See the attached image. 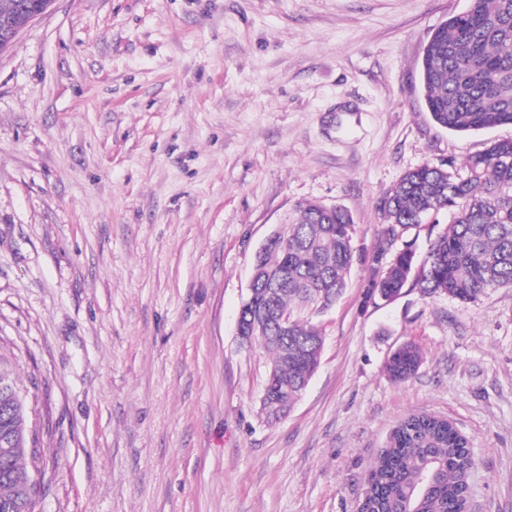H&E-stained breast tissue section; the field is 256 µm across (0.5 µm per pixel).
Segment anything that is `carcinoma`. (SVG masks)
I'll return each instance as SVG.
<instances>
[{
    "instance_id": "obj_1",
    "label": "carcinoma",
    "mask_w": 512,
    "mask_h": 512,
    "mask_svg": "<svg viewBox=\"0 0 512 512\" xmlns=\"http://www.w3.org/2000/svg\"><path fill=\"white\" fill-rule=\"evenodd\" d=\"M421 79L428 112L441 127L470 133L512 125V0H469L427 41ZM466 177L423 164L406 173L386 195V236L395 238L443 210L449 229L431 244L421 265L409 249L397 254L367 289L366 298L398 297L410 284L425 295L445 294L471 302L493 288H512V138L490 142L465 159ZM353 220L338 206L305 203L283 233L264 242L254 267L257 279L276 278L278 291H255L242 303L239 334L251 335L255 316L270 318L253 337L273 367L262 391L267 419L291 411L319 367L322 330L300 314L306 305L326 309L347 287L354 261ZM296 315L283 336L272 318ZM423 361L407 342L389 356L385 372L395 382L412 378ZM13 399L0 392V433L17 440V450L0 457V512H37L38 498L26 469L28 410L11 413ZM476 465L468 441L448 420L411 415L392 431L370 472L364 507L368 512H465L469 477Z\"/></svg>"
}]
</instances>
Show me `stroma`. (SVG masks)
Here are the masks:
<instances>
[{
	"label": "stroma",
	"mask_w": 512,
	"mask_h": 512,
	"mask_svg": "<svg viewBox=\"0 0 512 512\" xmlns=\"http://www.w3.org/2000/svg\"><path fill=\"white\" fill-rule=\"evenodd\" d=\"M468 0H53L0 53V357L33 409L40 512H358L392 428L447 418L471 512H512V288L463 303L374 271L452 221L384 236L430 162L512 137L437 125L420 77ZM346 209L358 255L314 315L320 366L260 413L236 334L257 248L298 203ZM423 353L396 383L399 345ZM422 361L421 350L416 344L407 342L391 353L385 365V372L391 380L404 382L417 373Z\"/></svg>",
	"instance_id": "stroma-1"
}]
</instances>
